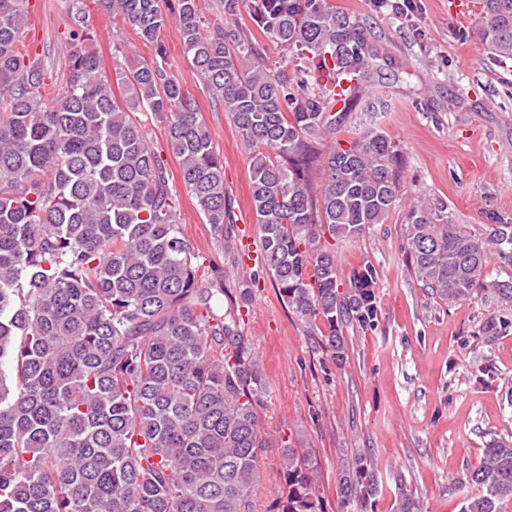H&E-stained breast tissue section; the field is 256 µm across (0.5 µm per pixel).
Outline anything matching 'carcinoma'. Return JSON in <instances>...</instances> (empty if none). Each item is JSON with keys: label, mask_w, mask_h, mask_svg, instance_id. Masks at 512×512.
<instances>
[{"label": "carcinoma", "mask_w": 512, "mask_h": 512, "mask_svg": "<svg viewBox=\"0 0 512 512\" xmlns=\"http://www.w3.org/2000/svg\"><path fill=\"white\" fill-rule=\"evenodd\" d=\"M23 2L0 0V512H255L273 439L261 421L269 383L235 314L252 288L224 287L212 257L202 280L146 125L165 123L185 189L227 246L224 161L163 63L117 72L113 91L86 0H68L67 76L48 97L21 40ZM101 2L149 43L179 26L248 148L260 265L326 355L346 363L344 328L380 326V276L365 261L341 280L334 241L385 223L403 160L374 124L347 148L335 138L392 60L330 0H224L225 19L251 23L231 34L210 27L199 0L168 13L160 0ZM256 31L286 52L278 65L261 60ZM473 37L512 59V0H483ZM406 219L403 253L422 287L450 304L485 296L493 311L476 337L511 335L512 218L492 214L476 234L419 200ZM280 449L273 512H325L311 452ZM461 485L462 512H506L512 443L491 440ZM340 489L374 512L373 460L355 454ZM398 512H421L403 483Z\"/></svg>", "instance_id": "cac0c4a2"}]
</instances>
